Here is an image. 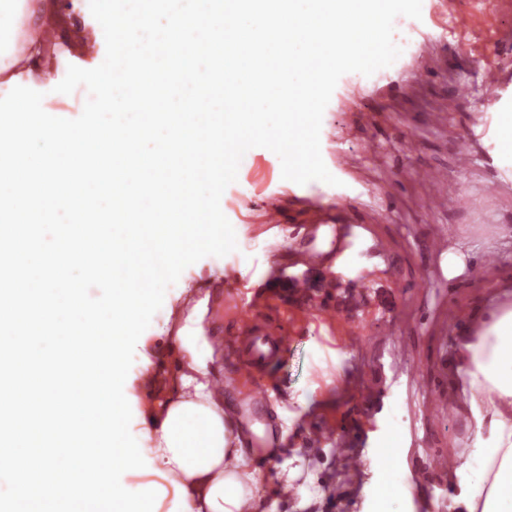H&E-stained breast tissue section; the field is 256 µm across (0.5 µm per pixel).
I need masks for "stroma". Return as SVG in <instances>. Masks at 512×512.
<instances>
[{
    "instance_id": "1",
    "label": "stroma",
    "mask_w": 512,
    "mask_h": 512,
    "mask_svg": "<svg viewBox=\"0 0 512 512\" xmlns=\"http://www.w3.org/2000/svg\"><path fill=\"white\" fill-rule=\"evenodd\" d=\"M466 25H448V0H422V24L407 21L395 62L372 76L338 82L322 119V158L338 185L314 191L282 179L272 151L252 148L236 182L221 198V209L249 252L224 256V331L235 332L244 304L259 300L288 329V349L270 372L265 419L279 445L265 465L260 494L277 512H369L366 477L353 470L352 457H380L391 423L408 432L407 447L393 455L405 462L417 494L410 512H448L450 473L440 470L444 451H465L461 417L443 419L456 396L448 374L449 335L476 286L448 285L437 232L472 238L488 247L498 227L512 225V181L490 165L484 135L474 116L489 93L512 106V0H457ZM498 82L487 89L485 69ZM469 167H461V151ZM446 174L445 208L424 209L433 187L420 171ZM276 194L298 249L288 258L279 228L263 224L261 202ZM340 208L335 236L373 268L329 269L335 291L329 308L287 298L285 281L310 279L306 253L316 245L319 212ZM377 394L364 404L361 389ZM309 395L308 406L297 398ZM329 421L346 428L345 452L316 440L312 429ZM307 471L286 496L276 474L294 457Z\"/></svg>"
}]
</instances>
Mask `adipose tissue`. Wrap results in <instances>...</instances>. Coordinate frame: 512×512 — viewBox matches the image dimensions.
Masks as SVG:
<instances>
[{"instance_id":"obj_1","label":"adipose tissue","mask_w":512,"mask_h":512,"mask_svg":"<svg viewBox=\"0 0 512 512\" xmlns=\"http://www.w3.org/2000/svg\"><path fill=\"white\" fill-rule=\"evenodd\" d=\"M0 16L9 20L0 28V128L20 125L32 141L77 148L100 129L97 114L65 121L42 102L43 94L65 93L67 84L54 71L81 49L74 38L66 49L47 39L73 29L60 0H0ZM488 254L480 243L461 239L441 258L449 280H468L484 269ZM207 312L206 299L197 300L177 330L174 354L160 367L164 388L144 389L147 417L139 428L109 430L118 451L101 489L106 497H113L123 472L136 469L166 476L172 512H239L255 499L262 471L222 394L210 387ZM450 365L471 449L454 470L448 512H512V279L485 283L452 338Z\"/></svg>"}]
</instances>
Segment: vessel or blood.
Returning <instances> with one entry per match:
<instances>
[{
    "instance_id": "1",
    "label": "vessel or blood",
    "mask_w": 512,
    "mask_h": 512,
    "mask_svg": "<svg viewBox=\"0 0 512 512\" xmlns=\"http://www.w3.org/2000/svg\"><path fill=\"white\" fill-rule=\"evenodd\" d=\"M239 323L237 335L226 337L225 342L230 352L241 354V374L257 383L245 403L230 411L232 418L245 425L248 424L250 415L267 399L261 380L268 368L287 351L289 336L280 321L264 316L261 311L252 307L243 309Z\"/></svg>"
}]
</instances>
